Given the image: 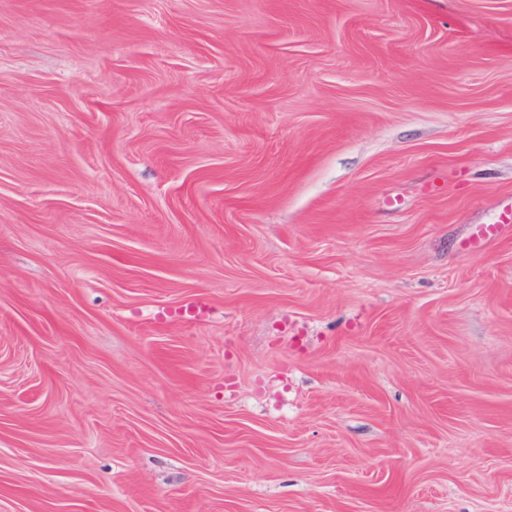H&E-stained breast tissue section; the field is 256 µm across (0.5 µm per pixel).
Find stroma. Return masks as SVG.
<instances>
[{
  "mask_svg": "<svg viewBox=\"0 0 512 512\" xmlns=\"http://www.w3.org/2000/svg\"><path fill=\"white\" fill-rule=\"evenodd\" d=\"M508 203L512 0H0V512H512ZM511 223L512 206L510 205L508 209H504L503 213L500 215V219L495 224H488L481 227L474 239L469 241L466 248L477 249L482 247L486 242L500 234L505 227H510Z\"/></svg>",
  "mask_w": 512,
  "mask_h": 512,
  "instance_id": "obj_1",
  "label": "stroma"
}]
</instances>
